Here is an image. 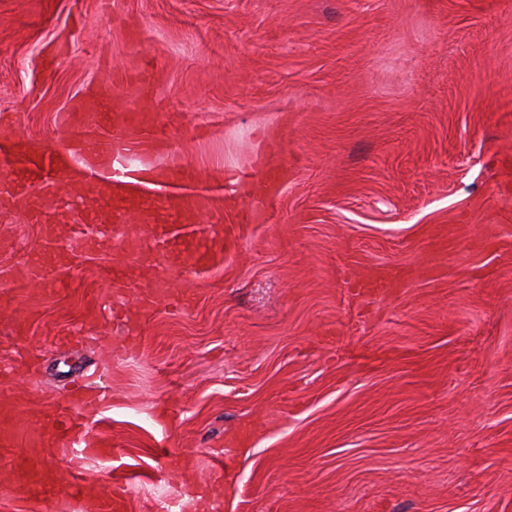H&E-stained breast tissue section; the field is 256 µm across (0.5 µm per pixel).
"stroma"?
<instances>
[{
  "label": "stroma",
  "mask_w": 512,
  "mask_h": 512,
  "mask_svg": "<svg viewBox=\"0 0 512 512\" xmlns=\"http://www.w3.org/2000/svg\"><path fill=\"white\" fill-rule=\"evenodd\" d=\"M214 185L268 151L292 176L224 262L104 243L18 286L42 197L0 220V391L85 411L131 476L125 512H512V0H0V109L59 144L73 99L123 92ZM120 268L128 283L114 288ZM156 282L141 311L133 286ZM193 296L172 304L168 284Z\"/></svg>",
  "instance_id": "obj_1"
}]
</instances>
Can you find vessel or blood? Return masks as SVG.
<instances>
[{
	"label": "vessel or blood",
	"mask_w": 512,
	"mask_h": 512,
	"mask_svg": "<svg viewBox=\"0 0 512 512\" xmlns=\"http://www.w3.org/2000/svg\"><path fill=\"white\" fill-rule=\"evenodd\" d=\"M99 99L100 111L88 112L80 100H73L65 113L62 128L65 141L52 148L22 135L15 125L0 115V162L9 171L0 179V216L8 213L22 196L48 192L56 186V176L66 170L81 180L87 192L99 184L112 188V229L135 222L146 255H159L175 269L187 260L216 263L224 257L223 243L213 245L210 254H194V238L209 236V226L198 223L204 203L194 188L200 183L195 170L171 148L155 119L117 97L112 84L100 82L91 89ZM260 177H241L254 197L265 198L280 192L288 180V165L271 154L260 162ZM66 268L61 249L54 239H45L39 256L22 269L26 283L37 284L55 278ZM51 444L57 454L68 458L65 482L44 475L46 512H74V493L83 489L86 473L83 459L106 452L104 437L92 436L72 402L57 404L49 412ZM20 423L15 413L0 411V447L16 444ZM128 485L113 483L97 498L98 512H124Z\"/></svg>",
	"instance_id": "vessel-or-blood-1"
}]
</instances>
